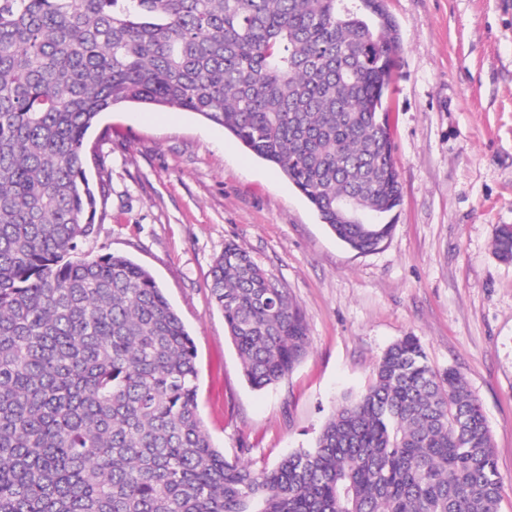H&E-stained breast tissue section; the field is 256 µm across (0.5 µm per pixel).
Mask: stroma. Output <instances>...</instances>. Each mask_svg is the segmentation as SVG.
Wrapping results in <instances>:
<instances>
[{"instance_id": "stroma-1", "label": "stroma", "mask_w": 512, "mask_h": 512, "mask_svg": "<svg viewBox=\"0 0 512 512\" xmlns=\"http://www.w3.org/2000/svg\"><path fill=\"white\" fill-rule=\"evenodd\" d=\"M401 37L388 94L401 183L380 249L350 250L276 168L223 129L174 108L126 106L89 135L105 188L83 254L148 269L196 347L199 413L226 456L255 467L309 447L348 394L364 392L383 352L416 336L431 365L460 371L491 430L512 512V0H385ZM235 242L300 308L305 356L251 387L209 293L214 259Z\"/></svg>"}]
</instances>
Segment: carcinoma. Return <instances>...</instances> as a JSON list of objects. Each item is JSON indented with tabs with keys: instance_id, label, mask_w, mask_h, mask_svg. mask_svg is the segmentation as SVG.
Listing matches in <instances>:
<instances>
[{
	"instance_id": "obj_1",
	"label": "carcinoma",
	"mask_w": 512,
	"mask_h": 512,
	"mask_svg": "<svg viewBox=\"0 0 512 512\" xmlns=\"http://www.w3.org/2000/svg\"><path fill=\"white\" fill-rule=\"evenodd\" d=\"M384 0H0V512H497L491 432L417 337L272 467L215 447L193 339L153 275L79 257L94 230L89 131L124 105L221 126L277 168L338 241L391 235L401 191ZM493 250L512 260V225ZM212 303L249 384L285 378L307 327L228 242Z\"/></svg>"
}]
</instances>
